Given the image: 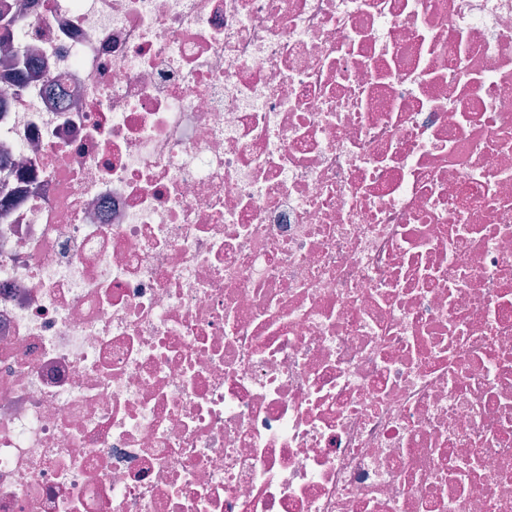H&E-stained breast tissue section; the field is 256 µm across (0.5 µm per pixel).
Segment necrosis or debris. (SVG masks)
I'll return each instance as SVG.
<instances>
[{"instance_id": "obj_1", "label": "necrosis or debris", "mask_w": 512, "mask_h": 512, "mask_svg": "<svg viewBox=\"0 0 512 512\" xmlns=\"http://www.w3.org/2000/svg\"><path fill=\"white\" fill-rule=\"evenodd\" d=\"M0 512H512V0H8Z\"/></svg>"}]
</instances>
